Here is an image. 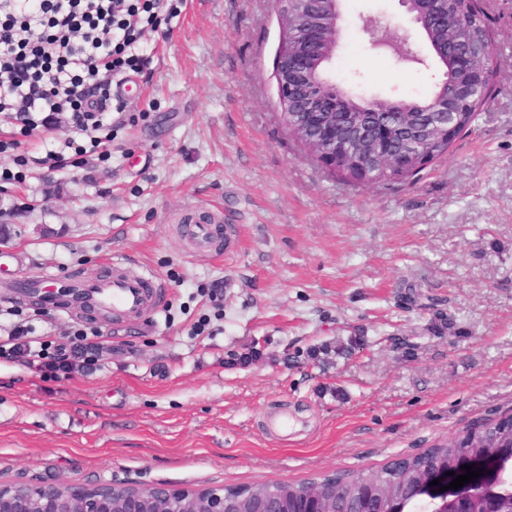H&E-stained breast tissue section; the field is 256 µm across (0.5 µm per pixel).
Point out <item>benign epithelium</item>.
Listing matches in <instances>:
<instances>
[{"label": "benign epithelium", "instance_id": "7a95c632", "mask_svg": "<svg viewBox=\"0 0 512 512\" xmlns=\"http://www.w3.org/2000/svg\"><path fill=\"white\" fill-rule=\"evenodd\" d=\"M405 8L419 38L408 30L391 27L380 14L360 16L362 29L372 35L374 48H386L397 63L426 65V40L435 30L446 26L443 0H398ZM284 28L298 30V40L281 51L277 60V82L281 115L288 134L302 139L306 131H317L312 149L322 156V163L334 168L343 158L336 151L340 134L336 113L348 104L363 99L349 89L336 86L333 65L343 36L344 0H274ZM440 59L453 66L458 80L448 84L431 69L435 90L420 105L414 100L371 98L384 113L381 123L370 126L368 136L378 142L402 125V113L411 107L423 113L426 132L435 129L454 135L458 126L459 103L491 84L492 60L480 54L448 45H435ZM35 306L68 305L90 313L88 301L66 288L41 289L19 295ZM468 464L482 475L461 488L442 491L464 473ZM431 469L424 482L405 489L402 512L422 508L425 512H512V490H507L506 475L512 472V443H503L484 455L462 457L452 468ZM440 484L430 485L433 480ZM336 484H320L311 490L303 512H323L322 501L334 495ZM230 495L222 486L179 488L168 483L143 486L112 478L88 483L64 479L30 481L22 478L0 479V512H229Z\"/></svg>", "mask_w": 512, "mask_h": 512}]
</instances>
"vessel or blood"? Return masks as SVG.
I'll list each match as a JSON object with an SVG mask.
<instances>
[{
  "instance_id": "vessel-or-blood-1",
  "label": "vessel or blood",
  "mask_w": 512,
  "mask_h": 512,
  "mask_svg": "<svg viewBox=\"0 0 512 512\" xmlns=\"http://www.w3.org/2000/svg\"><path fill=\"white\" fill-rule=\"evenodd\" d=\"M186 236L201 250L216 247L224 238L223 225L212 221L190 224ZM161 284L150 272L131 274L115 265L111 278L95 283L93 297L99 307L127 317H137L156 304Z\"/></svg>"
}]
</instances>
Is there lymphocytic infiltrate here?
Instances as JSON below:
<instances>
[{"mask_svg": "<svg viewBox=\"0 0 512 512\" xmlns=\"http://www.w3.org/2000/svg\"><path fill=\"white\" fill-rule=\"evenodd\" d=\"M156 9L155 0H0V112L25 136L63 126L76 132L65 151L46 152L48 170L90 151L110 154L112 79L142 65L135 44L158 25ZM27 334L16 324L0 335V359L23 358L54 376L101 366L99 343L87 336L49 354Z\"/></svg>", "mask_w": 512, "mask_h": 512, "instance_id": "lymphocytic-infiltrate-1", "label": "lymphocytic infiltrate"}]
</instances>
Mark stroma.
Here are the masks:
<instances>
[{
	"label": "stroma",
	"instance_id": "1",
	"mask_svg": "<svg viewBox=\"0 0 512 512\" xmlns=\"http://www.w3.org/2000/svg\"><path fill=\"white\" fill-rule=\"evenodd\" d=\"M486 7L492 95L413 184L337 180L289 136L272 0H185L147 30L148 64L112 91L111 155L51 173L35 160L71 128L24 138L22 180L0 181V326L111 347L68 377L0 359V475L297 482L512 413V0ZM363 13L409 24L397 0H350L344 85L426 94L429 71L370 48ZM213 212L233 239L192 250L183 224ZM114 257L162 284L155 312L122 322L6 291L87 281ZM352 336L364 345L337 356Z\"/></svg>",
	"mask_w": 512,
	"mask_h": 512
}]
</instances>
